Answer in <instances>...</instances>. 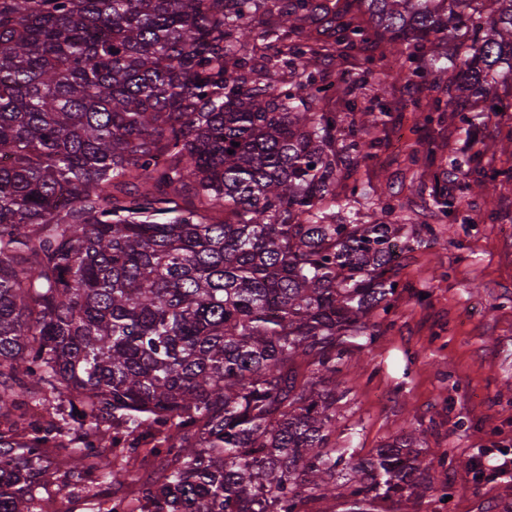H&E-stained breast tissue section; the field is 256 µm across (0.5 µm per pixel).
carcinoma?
<instances>
[{"instance_id":"carcinoma-1","label":"carcinoma","mask_w":512,"mask_h":512,"mask_svg":"<svg viewBox=\"0 0 512 512\" xmlns=\"http://www.w3.org/2000/svg\"><path fill=\"white\" fill-rule=\"evenodd\" d=\"M355 2L0 0V512H44L51 447L118 488L163 458L96 512H374L430 489L413 432L369 459L330 446L402 227L351 181L387 113L356 109L341 71L346 110L324 111L317 65L371 43L377 100L436 75L426 124L512 112V0ZM473 161L434 172L407 221L457 212V174L488 207L512 167ZM49 395L69 410L32 418Z\"/></svg>"}]
</instances>
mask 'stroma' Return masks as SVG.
<instances>
[{"instance_id": "stroma-1", "label": "stroma", "mask_w": 512, "mask_h": 512, "mask_svg": "<svg viewBox=\"0 0 512 512\" xmlns=\"http://www.w3.org/2000/svg\"><path fill=\"white\" fill-rule=\"evenodd\" d=\"M373 49L365 45L342 63L323 62L322 71L342 70L358 106L373 93L360 73ZM423 82L402 77L384 104L385 128L375 158L361 163V185L386 183L396 216L428 203L432 175L449 156L475 154L473 135L503 137L512 112L490 118L471 115L427 124L413 109L424 100ZM423 154L406 171L411 149ZM409 249L400 257V288L388 318L378 321L371 345L355 353L361 377L337 405L333 446L366 458L402 431L422 434L419 459L453 449L459 462L447 482H434L429 496L381 512H512V471L494 475L512 458V180L499 182L496 203L474 224H408ZM448 502H441V495Z\"/></svg>"}]
</instances>
